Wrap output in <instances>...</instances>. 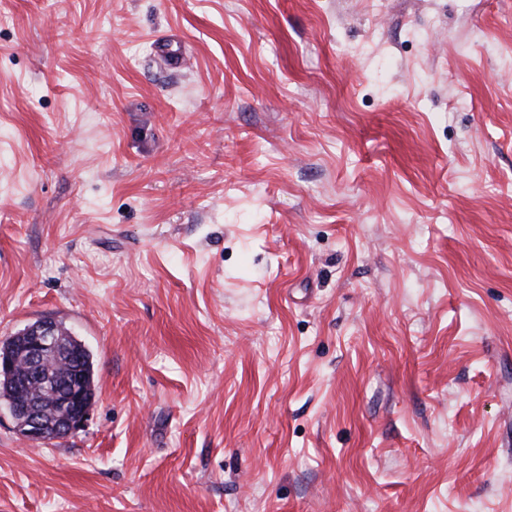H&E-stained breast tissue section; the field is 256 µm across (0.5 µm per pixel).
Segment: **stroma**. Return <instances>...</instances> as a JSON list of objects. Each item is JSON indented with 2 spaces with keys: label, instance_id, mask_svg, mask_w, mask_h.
Masks as SVG:
<instances>
[{
  "label": "stroma",
  "instance_id": "obj_1",
  "mask_svg": "<svg viewBox=\"0 0 512 512\" xmlns=\"http://www.w3.org/2000/svg\"><path fill=\"white\" fill-rule=\"evenodd\" d=\"M0 512H512V0H0ZM59 329L54 321L41 320L29 330L27 377L30 381L42 379L41 365L47 356L66 355V346L58 335ZM71 368L73 366L66 357L52 359L43 366V380L59 384L70 374ZM55 394L59 396L61 414L54 420L46 419L40 402L36 400L10 408L15 422L17 416L26 418L22 433L24 437L34 442H44L54 439L55 436L73 434L84 427L90 408L84 406L79 387L75 383L67 387L58 386Z\"/></svg>",
  "mask_w": 512,
  "mask_h": 512
}]
</instances>
